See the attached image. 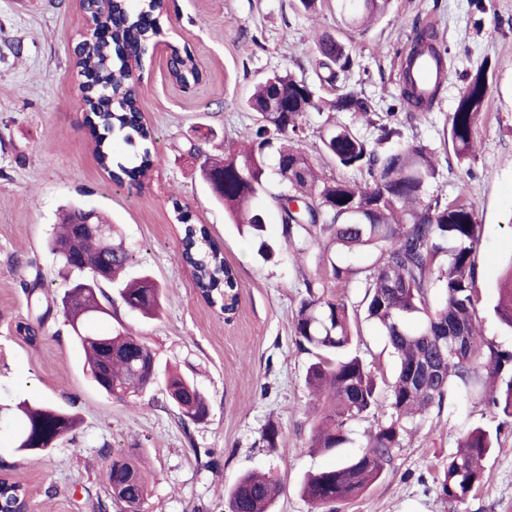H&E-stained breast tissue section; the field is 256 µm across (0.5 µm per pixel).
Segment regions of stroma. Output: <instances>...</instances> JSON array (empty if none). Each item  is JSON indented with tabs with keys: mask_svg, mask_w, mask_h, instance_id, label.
I'll use <instances>...</instances> for the list:
<instances>
[{
	"mask_svg": "<svg viewBox=\"0 0 512 512\" xmlns=\"http://www.w3.org/2000/svg\"><path fill=\"white\" fill-rule=\"evenodd\" d=\"M160 19L170 45L188 49L202 71L190 91L174 83L164 56L145 64L139 107L154 134L153 165L140 183H118L97 162L79 104L84 76L75 64L82 16L76 0H0V458L16 464L32 493L34 512H98L107 495L103 451L143 449L148 512H226V492L249 471L275 473L281 493L273 512H314L301 493L305 477L365 444L366 423L352 427V448L323 454L308 443L313 399L306 385L308 354L295 345L292 323L305 289L292 253L264 262L238 234L195 173L191 141L207 153L243 142L253 122L245 101L272 72L314 84L316 105L305 116L308 151L328 178L362 184L366 171L337 167L318 149L319 133L335 123L374 140L388 122L405 143L435 152L439 174L427 198L466 196L479 205L481 238L473 253L485 339L512 348V331L492 313L504 261L512 256V0H391L386 14L348 27L340 0H166ZM433 25L449 50L442 90L427 111L400 96L399 70L416 25ZM327 34L352 53L353 65L334 84L318 85L316 36ZM495 66L476 130V157L461 163L445 151L443 131L467 84L484 61ZM352 91L372 101L364 117L328 110ZM72 202L107 214L122 227L132 252L130 273L166 290L159 319L118 307L121 322L161 363L193 378L209 403L201 423H182L163 385L137 406L112 400L90 383L56 303L66 282L50 249L61 208ZM207 225L240 281V302L224 316L197 293L181 260L174 205ZM42 275L38 306L25 291ZM34 333H27V326ZM353 349L384 379L395 359L374 325L359 321ZM28 399L76 412L78 428L48 454L17 458L15 403ZM277 447L261 440L267 424ZM496 421L479 400L431 411L395 449L392 462L363 495L337 512H512V431L485 463L484 482L465 503L440 494L443 461L461 433Z\"/></svg>",
	"mask_w": 512,
	"mask_h": 512,
	"instance_id": "35a3bbf8",
	"label": "stroma"
}]
</instances>
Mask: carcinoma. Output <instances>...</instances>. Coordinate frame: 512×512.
<instances>
[{"instance_id":"1","label":"carcinoma","mask_w":512,"mask_h":512,"mask_svg":"<svg viewBox=\"0 0 512 512\" xmlns=\"http://www.w3.org/2000/svg\"><path fill=\"white\" fill-rule=\"evenodd\" d=\"M354 11L369 16L385 10L387 0H352ZM164 0H143L139 10L126 0L109 4V16L116 30L112 44L80 45L76 65L88 78L84 101L95 154L112 176L135 183L151 166L153 136L143 123L136 101L122 96L103 103L98 91L114 92L125 83L135 66H142L146 47L161 35L159 16ZM320 81L335 83L349 71L352 55L332 38H317ZM428 53L440 69L447 58L437 46V33L417 27L407 53V68L400 71L401 97L416 110L430 109L442 82L423 94L415 78L407 74L415 57ZM172 79L183 85L194 83L201 73L189 54L179 58ZM490 67L483 65L470 76L464 93L448 117L444 143L456 159L468 162L476 152L475 130L481 117ZM288 99V111L269 112L275 97ZM314 87L292 75L274 72L249 97L256 113L248 132V147L224 150V159L209 156L199 165L201 180L216 203L224 207L239 232L266 260L281 253L286 245L301 260H314V273L303 278L305 293L293 322L297 347L311 356L306 384L318 401L310 429V447L334 453L349 443L352 424L375 419L367 443L360 452L336 465L310 475L302 494L317 509L335 512V506L362 495L381 477L393 452L417 420L445 402H464L479 397L487 402L495 430L482 426L462 434L456 451L443 464L441 495L450 503L465 502L484 479L483 462L498 443L501 428L512 425V350L486 340L477 327L479 293L477 271L472 258L480 238L478 206L472 201L424 200L427 184L436 178L432 150L409 145L379 150L343 125H332L319 134L320 149L338 166L365 169L371 181L359 185L323 178L317 174L305 145L304 114L313 106ZM330 109L336 112H369L368 99L353 92L338 95ZM131 146H139L135 158L114 160L112 135ZM276 159V181L268 179L267 160ZM268 195L276 203L281 232L267 235L261 221L257 198ZM83 207L72 206L54 232L51 251L73 237L76 218ZM176 220L184 224L181 259L189 267L201 296L220 310L232 308L239 295V278L203 225L190 223L187 212L176 208ZM92 222L112 234V256L106 257L100 239L88 235L77 244L78 263L59 256L57 263L69 274V288L63 293L86 292L99 298L107 308L99 314L112 316L115 300L148 319L163 312L164 289L148 276L124 278L131 256L118 229L92 210ZM349 253L376 252L365 268L336 262V250ZM110 260L104 279L97 278L100 266ZM362 276L361 300L364 318L383 332L397 359L393 381L382 391L371 367L351 351L358 313L350 310L341 289L355 276ZM494 313L512 330V260L499 284ZM74 342L85 354V366L92 383H97L101 362L109 364L111 385L103 389L110 398L127 401L165 379L169 400L181 421L194 423L208 416L204 394L188 377L153 361L156 354L124 325L106 334L74 332ZM113 350V356L107 350ZM22 416L23 440L16 443L21 456L52 451L49 444L74 431L78 416L58 405L18 406ZM385 415L384 421L377 420ZM141 449L106 458V483L121 489L118 499L127 506L148 499V479L142 469ZM16 466L0 461L7 479L0 482L6 496H17L24 488ZM281 492L278 478L271 473L241 475L227 495L228 512H271Z\"/></svg>"}]
</instances>
